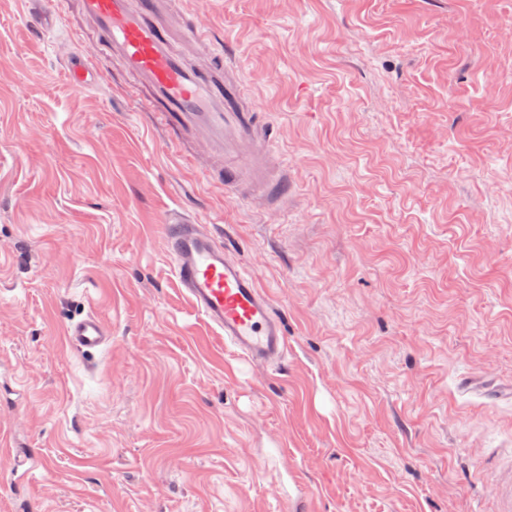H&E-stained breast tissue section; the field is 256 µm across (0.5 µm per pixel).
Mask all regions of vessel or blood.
<instances>
[{
    "instance_id": "obj_1",
    "label": "vessel or blood",
    "mask_w": 512,
    "mask_h": 512,
    "mask_svg": "<svg viewBox=\"0 0 512 512\" xmlns=\"http://www.w3.org/2000/svg\"><path fill=\"white\" fill-rule=\"evenodd\" d=\"M56 2L63 11L76 5L96 30L99 46L182 137L222 152L225 195L248 206L287 205L293 178L260 104L225 64L202 67L175 47L168 26L181 0ZM164 240L183 293L225 343L251 361L275 364L284 358L288 340L281 319L252 272L199 225L165 221ZM64 334L73 348L97 352L111 331L89 313L71 319ZM496 495L497 512H512V454L504 458Z\"/></svg>"
}]
</instances>
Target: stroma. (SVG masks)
Here are the masks:
<instances>
[{
  "mask_svg": "<svg viewBox=\"0 0 512 512\" xmlns=\"http://www.w3.org/2000/svg\"><path fill=\"white\" fill-rule=\"evenodd\" d=\"M33 11L0 0V512H495L512 402L468 382L512 386V0H184L279 130L281 212L227 198L76 9ZM173 210L255 273L279 365L183 294ZM64 336L68 343L85 352L101 351L107 345L111 331L94 313L71 319L65 326Z\"/></svg>",
  "mask_w": 512,
  "mask_h": 512,
  "instance_id": "stroma-1",
  "label": "stroma"
}]
</instances>
